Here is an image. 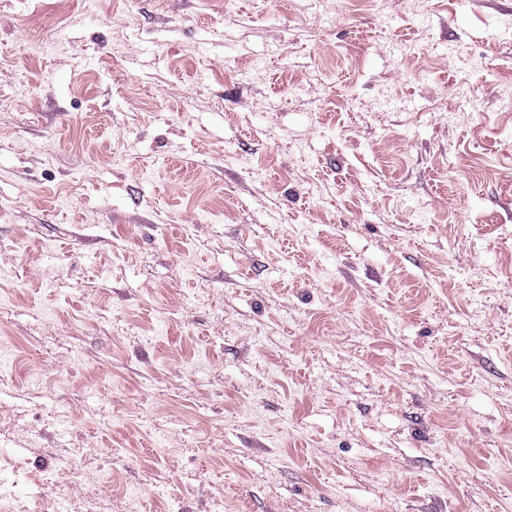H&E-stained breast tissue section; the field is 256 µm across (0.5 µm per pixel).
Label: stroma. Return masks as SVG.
I'll return each mask as SVG.
<instances>
[{
	"mask_svg": "<svg viewBox=\"0 0 512 512\" xmlns=\"http://www.w3.org/2000/svg\"><path fill=\"white\" fill-rule=\"evenodd\" d=\"M511 99L512 0H0V512H512Z\"/></svg>",
	"mask_w": 512,
	"mask_h": 512,
	"instance_id": "35a3bbf8",
	"label": "stroma"
}]
</instances>
